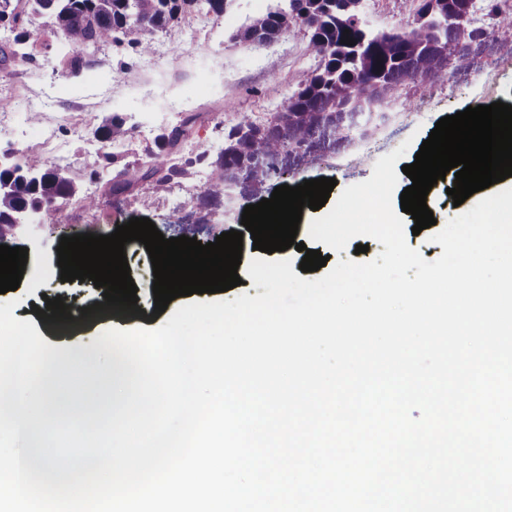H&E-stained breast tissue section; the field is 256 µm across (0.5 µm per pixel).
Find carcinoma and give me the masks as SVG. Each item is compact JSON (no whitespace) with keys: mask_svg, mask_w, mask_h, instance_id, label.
<instances>
[{"mask_svg":"<svg viewBox=\"0 0 512 512\" xmlns=\"http://www.w3.org/2000/svg\"><path fill=\"white\" fill-rule=\"evenodd\" d=\"M228 0H0V20L16 31L0 49V63L26 62L46 34L35 18L46 16L60 33L68 52L64 62L73 70L82 66L81 52L91 46L127 44L136 53L153 51L157 34L168 25L204 9L221 15ZM278 5L252 19L239 39L269 44L280 35L308 30L307 49L317 61L310 71L296 75V91L278 112L260 120L243 115L224 135V147L210 162L205 201H215L231 180L250 188L270 181L276 167L299 165L315 159L318 147L349 142L351 128L364 106L380 110L398 87L441 74L453 64L457 72L471 66V56H452L458 43L482 46L486 40L512 41V18L491 31L472 25L476 0H430L417 14L411 29L402 33H375L354 25L356 0H277ZM354 44L341 43L344 31ZM187 121L158 136L159 151L150 154L146 168H125L107 180L110 191L121 193L136 182L150 185L155 194L168 191L174 180L189 175V168L208 158L204 151L183 163L171 154L185 132ZM130 129L122 121L103 125L95 133L100 157L112 160V142ZM75 187L67 173L30 155L0 169V236L24 209L48 199H67Z\"/></svg>","mask_w":512,"mask_h":512,"instance_id":"obj_1","label":"carcinoma"}]
</instances>
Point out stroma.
Segmentation results:
<instances>
[{
	"mask_svg": "<svg viewBox=\"0 0 512 512\" xmlns=\"http://www.w3.org/2000/svg\"><path fill=\"white\" fill-rule=\"evenodd\" d=\"M276 0H233L222 15L197 13L159 33L156 49L142 56L122 47L105 45L85 52L79 73L62 68L59 40L50 36L38 47L32 61L0 64V150L34 153L49 165L65 169L76 186L74 197L57 202L50 213L24 219L1 242L28 250L23 279L17 290L0 294V303L13 300L16 319L31 322L41 339L57 350L92 343L108 328L155 329L169 313L185 305L172 300L166 313L155 314L153 269L143 244L125 246L130 275L138 291L137 310L111 309L97 320H77L63 331L52 321L40 319L46 297L72 294L77 306L103 302L102 289L93 283L60 279L56 248L62 237L92 233L108 235L133 218H149L164 237H179L184 218H191L192 234L201 243L215 241L221 233L241 230L246 199L223 197L207 204L208 168L194 165L165 194L136 186L121 197L109 194L104 181L94 177L102 167L98 128L113 119L124 120L127 138L113 142L111 153L118 164H147L148 148L161 133L184 116H192L189 132L176 150V160L196 157L202 151L217 153L224 136L244 114L261 116L281 108L296 89L298 71L314 68L302 32L282 35L262 46L238 41L237 32L254 16L266 13ZM417 0H363L362 16L376 32L408 30L416 17ZM475 72L454 77L440 75L402 86L394 91L388 119L367 140L347 148L319 152L314 163L290 168L284 184L296 186L319 177L333 178L338 189L370 178L376 161L401 144L409 150L403 164L415 160L440 118L497 101L512 105V44H489L475 58ZM414 99L403 107V96ZM38 121H30V114ZM97 199L96 207L84 206L83 197Z\"/></svg>",
	"mask_w": 512,
	"mask_h": 512,
	"instance_id": "1",
	"label": "stroma"
}]
</instances>
